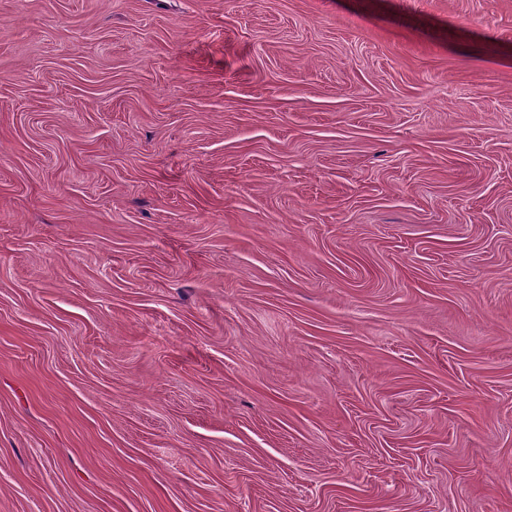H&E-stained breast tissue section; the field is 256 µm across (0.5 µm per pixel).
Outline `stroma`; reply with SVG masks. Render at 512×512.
Masks as SVG:
<instances>
[{
    "label": "stroma",
    "instance_id": "35a3bbf8",
    "mask_svg": "<svg viewBox=\"0 0 512 512\" xmlns=\"http://www.w3.org/2000/svg\"><path fill=\"white\" fill-rule=\"evenodd\" d=\"M512 512V0H0V512Z\"/></svg>",
    "mask_w": 512,
    "mask_h": 512
}]
</instances>
